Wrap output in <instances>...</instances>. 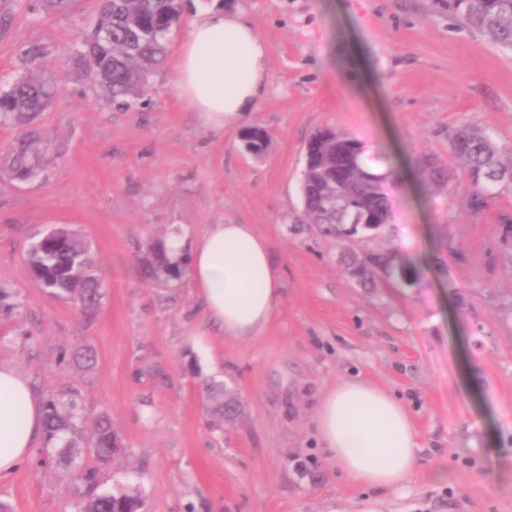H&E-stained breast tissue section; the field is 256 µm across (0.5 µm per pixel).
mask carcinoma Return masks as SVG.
<instances>
[{
  "instance_id": "carcinoma-1",
  "label": "carcinoma",
  "mask_w": 512,
  "mask_h": 512,
  "mask_svg": "<svg viewBox=\"0 0 512 512\" xmlns=\"http://www.w3.org/2000/svg\"><path fill=\"white\" fill-rule=\"evenodd\" d=\"M46 14L74 12L82 0H38ZM183 0H99L96 26L83 37L77 55L85 73L112 105L130 110L150 92V77L168 53L169 36L183 21ZM453 19L484 34L500 48L512 51V0H448ZM48 51L41 46L24 50L25 68L5 88H0V125L15 130L14 137L0 145V161L17 181L39 174L48 161L50 144L37 127L57 92L58 80L47 69ZM270 145L263 130L244 139L246 152L260 156ZM310 150L301 179L302 223L315 224L320 232L346 241L359 231L370 232L389 223V186L392 170L379 169L384 157L369 152L366 145L332 127L318 130L307 142ZM452 156L464 168L472 191L470 211L478 214L495 198L512 192V148L500 149L489 128L461 125L448 134ZM419 174L427 185L447 187L448 169L432 157L419 162ZM31 278L52 294L72 299L92 310L104 296V280L90 244L78 232L64 226L40 233L28 246ZM358 284L372 287L382 277L399 288L413 285L412 268L397 253H369L357 263ZM182 267L168 255L166 241L150 248L145 277L165 284L177 280ZM60 361L91 364L95 355L86 348L61 353ZM204 408L224 418V387H206ZM46 441L61 445L58 463L82 486L79 512H116L124 505L143 506L138 495L125 491H99V474L120 448V440L106 414L95 419L90 447L81 445L80 415L64 394L44 402Z\"/></svg>"
}]
</instances>
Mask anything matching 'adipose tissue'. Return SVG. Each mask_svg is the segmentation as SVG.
<instances>
[{
  "label": "adipose tissue",
  "instance_id": "obj_1",
  "mask_svg": "<svg viewBox=\"0 0 512 512\" xmlns=\"http://www.w3.org/2000/svg\"><path fill=\"white\" fill-rule=\"evenodd\" d=\"M174 87L198 123L223 132L254 111L267 90L268 46L234 11L196 16L176 48ZM185 258L209 322L224 335L257 336L272 320L281 285L267 241L249 224H209ZM315 430L329 463L352 482L396 487L418 464L419 436L405 405L368 382L344 379L319 399ZM43 431V405L27 380L0 363V477L13 473Z\"/></svg>",
  "mask_w": 512,
  "mask_h": 512
}]
</instances>
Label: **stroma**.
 <instances>
[{"mask_svg":"<svg viewBox=\"0 0 512 512\" xmlns=\"http://www.w3.org/2000/svg\"><path fill=\"white\" fill-rule=\"evenodd\" d=\"M11 0L0 24V87L31 45L49 52L58 92L38 126L55 152L26 182L0 181V363L39 398L70 391L88 414L108 412L122 448L100 489H136L143 512H512V193L472 213L448 132L487 127L512 146V52L458 29L448 0H194L231 9L267 42L268 87L258 107L202 127L173 87V57L154 71L146 104L116 110L86 78L74 50L96 0L44 14ZM268 131L247 153L242 129ZM333 127L390 158L391 218L351 243L299 223L305 146ZM453 175L424 205L418 157ZM207 224H249L265 237L282 283L267 329L240 340L207 322L188 279L164 285L141 268L157 240ZM66 226L101 263L94 315L30 277L32 237ZM460 246L435 263L439 229ZM398 252L414 287L367 292L345 261ZM86 345L89 368L60 363ZM342 379L401 399L421 448L406 484H353L329 466L314 432L318 400ZM234 397L218 419L206 384ZM445 478H436L437 470ZM53 445L0 478L11 512H78Z\"/></svg>","mask_w":512,"mask_h":512,"instance_id":"35a3bbf8","label":"stroma"}]
</instances>
